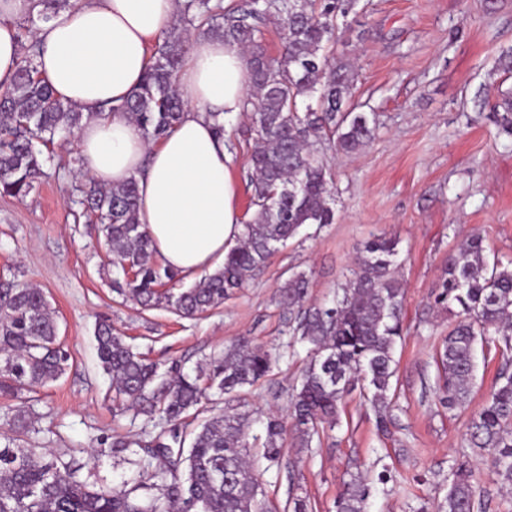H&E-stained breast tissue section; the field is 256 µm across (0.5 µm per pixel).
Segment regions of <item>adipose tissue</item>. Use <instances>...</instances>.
Wrapping results in <instances>:
<instances>
[{
    "label": "adipose tissue",
    "mask_w": 512,
    "mask_h": 512,
    "mask_svg": "<svg viewBox=\"0 0 512 512\" xmlns=\"http://www.w3.org/2000/svg\"><path fill=\"white\" fill-rule=\"evenodd\" d=\"M179 0H80L34 33L36 64L59 97L92 113L75 133L83 173L112 186L136 179L138 218L162 263L194 277L214 270L241 233L232 154L213 113L241 114L247 55L235 43L192 37L177 88L182 122L156 145L120 106L142 81L149 50L170 28ZM30 0H0V89L19 57L14 17Z\"/></svg>",
    "instance_id": "ef3b65f1"
}]
</instances>
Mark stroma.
I'll use <instances>...</instances> for the list:
<instances>
[{
  "instance_id": "obj_1",
  "label": "stroma",
  "mask_w": 512,
  "mask_h": 512,
  "mask_svg": "<svg viewBox=\"0 0 512 512\" xmlns=\"http://www.w3.org/2000/svg\"><path fill=\"white\" fill-rule=\"evenodd\" d=\"M512 49V0H359L340 22L334 57L355 68L352 101L374 110L379 127L366 146L328 154L337 192L330 224H307L274 252L264 268L224 304L197 318L168 308L141 309L112 290L116 269L92 225L80 215L76 188L84 183L73 141L52 147L56 164L24 198L0 197V280L41 289L55 310L69 356L65 374L30 391L35 429L25 448H45L76 462L78 480L118 485L133 472L120 458H92L101 436L141 433L142 420L114 415L112 380L99 363L98 317H110L129 343L162 366L196 374L239 336L279 351L267 377L239 397L249 433L268 416L289 418V390L303 368L291 356L281 288L295 272L310 285L307 304L330 302L350 278L358 248L376 236L399 240L406 333L394 353L389 434L375 426L362 389L349 394L340 422L311 447L285 437L280 465L252 449L269 512H288L292 496L311 512H335L344 481L359 475L370 487L367 512H440L451 466L467 464L489 495V512H512L489 462L464 457L472 412L480 409L503 360H478L467 408L437 399V350L456 318L436 304L449 254L480 235L488 256L512 260V136L503 133L483 95L512 89L498 70ZM247 114L226 131L236 147L231 175L239 209H246L254 137Z\"/></svg>"
}]
</instances>
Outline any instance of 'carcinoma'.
I'll return each mask as SVG.
<instances>
[{"mask_svg": "<svg viewBox=\"0 0 512 512\" xmlns=\"http://www.w3.org/2000/svg\"><path fill=\"white\" fill-rule=\"evenodd\" d=\"M357 0H185L179 23L155 45L142 84L120 109L153 142L164 139L185 116L176 80L183 61L185 31L218 37L249 50V86L244 112L256 133L250 155V214L224 263L194 286L174 291L183 279L162 265L138 220L135 179L106 188L89 180L80 204L97 224L123 278L114 290L143 307L172 306L186 317L224 304L244 287L269 256L305 224H331L335 180L318 149L354 152L373 137L376 118L348 105L354 70L331 57L339 30ZM18 25L46 21L77 0H32ZM281 39L277 55L267 52L265 31ZM38 48L21 45L17 72L0 92V194L23 198L53 160L44 148L73 133L94 116L59 98L37 69ZM497 122L512 136V92L495 104ZM399 241L380 236L358 249L352 277L330 306H305L308 277L293 274L282 286L292 335L308 345L302 375L290 399L292 428L302 448L338 424L346 396L356 387L371 394L377 426L390 422L394 350L404 336V289L396 276ZM439 304L458 308V320L437 353L442 370L438 391L448 409L466 407L474 381L476 353L512 351V261H488L482 238L464 241L442 269ZM97 351L113 384V408L147 418V438L101 437L92 457L123 456L138 448L136 477L104 488L75 479L68 463L40 448H22L18 437L34 430L29 411L5 406L0 424V512H268L259 498L257 474L248 459L249 415L227 411L195 424L211 403V390L231 395L268 376L271 354L242 337L211 358L195 376L148 360L108 318L95 327ZM68 356L58 342V323L43 291L0 285V396L57 381ZM512 360L504 359L485 405L469 422L468 447L492 458L500 486L512 489ZM285 427L265 425L264 458L279 465ZM156 481L163 500L132 494ZM445 512H486L488 500L464 465L450 470ZM369 485L359 476L343 484L336 512H366Z\"/></svg>", "mask_w": 512, "mask_h": 512, "instance_id": "1", "label": "carcinoma"}]
</instances>
